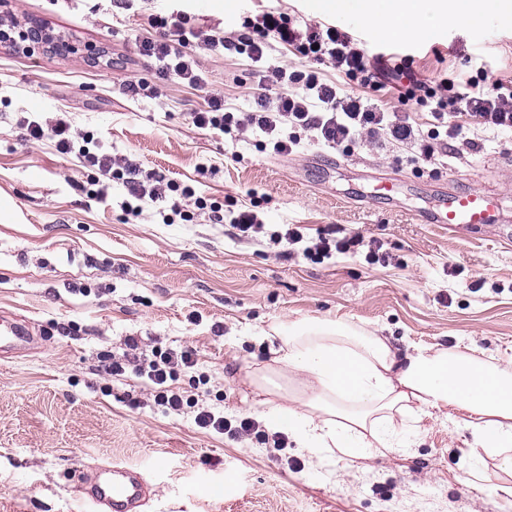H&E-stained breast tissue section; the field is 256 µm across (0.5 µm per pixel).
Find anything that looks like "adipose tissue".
Returning a JSON list of instances; mask_svg holds the SVG:
<instances>
[{
  "label": "adipose tissue",
  "instance_id": "1",
  "mask_svg": "<svg viewBox=\"0 0 512 512\" xmlns=\"http://www.w3.org/2000/svg\"><path fill=\"white\" fill-rule=\"evenodd\" d=\"M326 11L377 23L401 41L417 31L482 14L512 21V0H324ZM273 363L247 374L248 385L273 396L269 424L303 450L346 461L408 448L405 421L464 425L470 476L491 492L486 461L512 470V359L459 346L405 353L376 332L347 321L311 320L271 327Z\"/></svg>",
  "mask_w": 512,
  "mask_h": 512
}]
</instances>
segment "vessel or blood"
<instances>
[{
  "mask_svg": "<svg viewBox=\"0 0 512 512\" xmlns=\"http://www.w3.org/2000/svg\"><path fill=\"white\" fill-rule=\"evenodd\" d=\"M424 223L456 234L498 223L497 196L479 189H458L438 193L432 209L424 212ZM32 343L29 324L11 313H0V354L26 352ZM86 501L98 512H138L147 486L138 469L121 463L98 467L85 489Z\"/></svg>",
  "mask_w": 512,
  "mask_h": 512,
  "instance_id": "vessel-or-blood-1",
  "label": "vessel or blood"
}]
</instances>
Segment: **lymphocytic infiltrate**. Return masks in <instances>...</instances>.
I'll list each match as a JSON object with an SVG mask.
<instances>
[{
    "label": "lymphocytic infiltrate",
    "instance_id": "obj_1",
    "mask_svg": "<svg viewBox=\"0 0 512 512\" xmlns=\"http://www.w3.org/2000/svg\"><path fill=\"white\" fill-rule=\"evenodd\" d=\"M187 16L179 11H171L161 18L159 25L164 33L160 38L143 37L137 39L140 55L155 58L162 71L187 80L189 84L201 87L205 78L198 73L192 57L183 54L178 45L184 42ZM200 48L223 47L248 54L253 61H261L272 42L296 47L307 58L329 63L345 75L358 80L360 85L375 90L381 89L386 75L383 65H372L364 58L352 37L335 26L314 25L306 31L294 29L287 18L270 12L262 14L256 22L249 24L246 31L224 35L223 31L210 33L195 32ZM260 86L275 85V94L261 95L255 110L234 116L224 109V97L211 93L208 109L192 115V122L202 129L224 130L236 126L239 131L259 129L268 137V143L276 154H289L299 145L302 134L328 147L342 143H356L362 140L378 142L391 140L406 147H419L423 156H431L435 150H447L449 140L460 134L459 126L449 124L450 113L479 119L489 129H512V93L484 91L476 85H468L466 91L449 92L447 85L431 88L418 83H410L406 89L407 98L429 105L433 125L423 131L415 127L411 117L405 112H387L378 104L364 101L350 93L342 94L335 86L320 82L316 74L288 72L281 66H269L258 71ZM80 156L84 163L99 169L103 176L123 178L130 201L124 202L123 209L128 214L140 216L145 205L167 198L176 191L175 183H157L145 186L139 178L140 171L111 154L90 149H82ZM195 362L190 352L168 354L161 361L152 362L147 373L149 380L158 385L157 401L171 409H179L182 398L178 393H170L164 385L175 369L193 368Z\"/></svg>",
    "mask_w": 512,
    "mask_h": 512
}]
</instances>
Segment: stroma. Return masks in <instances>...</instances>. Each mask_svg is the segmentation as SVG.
<instances>
[{
  "instance_id": "stroma-1",
  "label": "stroma",
  "mask_w": 512,
  "mask_h": 512,
  "mask_svg": "<svg viewBox=\"0 0 512 512\" xmlns=\"http://www.w3.org/2000/svg\"><path fill=\"white\" fill-rule=\"evenodd\" d=\"M322 0H184L191 28L243 32L262 12H283L298 27L332 24L366 58L382 52L434 87L476 81L512 86V23L464 20L395 42L376 24L324 13ZM171 0H0L19 26L52 29L67 55L0 44V197L14 207L0 223V311L29 322L31 351L0 358V512H91L90 467L137 466L150 486L142 512H506L512 496L493 495L465 472L471 435L426 421L410 451L349 462L278 449L258 434L234 437L200 428V411L265 423L264 394L245 375L271 364L261 334L278 323L342 318L377 331L398 349L475 345L512 358V130L488 132L462 116L454 153L413 157L409 148L302 140L291 155L266 149L257 130L195 127L203 91L171 75L157 80L133 34L154 35L151 18ZM200 70L231 112L251 110L261 89L247 54L198 51ZM270 64L298 70L292 47L275 45ZM326 82L411 113L428 128L429 107L399 101L404 84L370 91L327 64L306 65ZM157 95H125L128 81ZM69 120L84 143L128 157L203 198L192 222L167 224L158 210L127 214L120 180L63 154L51 136L29 139L21 118ZM481 143L471 150L469 140ZM376 176L414 180L390 204L349 199ZM500 194L499 224L455 237L412 214L430 209L439 189ZM254 206L258 240L235 236L212 206ZM300 224L308 237L327 228L362 234L356 253L285 257L272 236ZM137 344L141 364L190 351L195 365L168 380L181 410L156 402L134 370L105 374L109 355Z\"/></svg>"
}]
</instances>
